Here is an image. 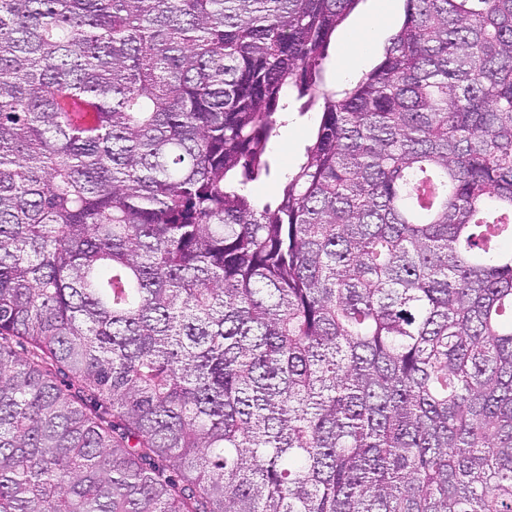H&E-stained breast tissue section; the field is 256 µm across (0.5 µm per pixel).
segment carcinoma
I'll use <instances>...</instances> for the list:
<instances>
[{"label":"carcinoma","instance_id":"1","mask_svg":"<svg viewBox=\"0 0 512 512\" xmlns=\"http://www.w3.org/2000/svg\"><path fill=\"white\" fill-rule=\"evenodd\" d=\"M358 2L0 0V512H512V0ZM380 1L384 0L360 1L337 28L336 35L330 43L326 60L327 78L330 82L342 83L338 79V75L344 70L350 71L346 80L356 78L369 71L382 57L389 38L400 28L403 21V2L401 0H389L388 11L382 13ZM369 17H375L383 29L377 45L369 55L357 58L349 52L348 39L361 23ZM377 30L375 20H368L365 25L352 36L350 40L352 52L355 55L366 54L375 42ZM318 122V115L314 110L305 117L290 120L281 127L278 136L272 142L273 155L280 167L290 164L298 156L311 138Z\"/></svg>","mask_w":512,"mask_h":512}]
</instances>
